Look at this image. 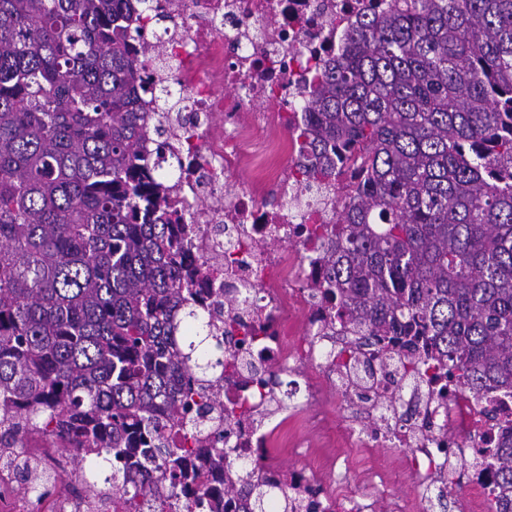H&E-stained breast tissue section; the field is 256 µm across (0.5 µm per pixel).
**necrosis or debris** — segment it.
Listing matches in <instances>:
<instances>
[{
  "instance_id": "obj_1",
  "label": "necrosis or debris",
  "mask_w": 512,
  "mask_h": 512,
  "mask_svg": "<svg viewBox=\"0 0 512 512\" xmlns=\"http://www.w3.org/2000/svg\"><path fill=\"white\" fill-rule=\"evenodd\" d=\"M143 27L153 22V8L169 17L156 33L177 67L162 74L165 85L177 86L199 121L179 127L182 144L202 165L198 181L183 184L178 198L193 207L197 198L217 205L212 214H200L195 244L200 252L224 255V278L252 286L246 317L255 320L272 313L273 327L264 342L244 343L240 356L254 363L271 364L289 373L309 362L321 372L304 376L284 417L270 422L267 388L252 387L243 393L235 382L224 386V403L250 409L234 427L224 445L236 449L240 459H261L263 474L283 488L292 512H404L401 504L388 501L384 468L373 464L375 448L407 449L417 476L421 502L432 501L435 492L467 496L460 512H512V488L499 485L481 467L454 468L458 458L476 456L479 449L500 446L512 438V393L493 389L488 393L498 407L495 419L480 412L463 390L443 398L425 386L405 390L404 398L415 411L407 425L390 424L371 432L343 425L339 437L349 448L359 449L371 462V479L361 489H351L346 470L335 456H327L321 470H283L279 457L303 452L297 436L303 406L312 402L320 384L343 378L349 359L348 339L325 327V309L310 298L306 283L318 273L302 252L257 249V242L284 235L304 212L318 223H328L336 203L335 189H328L311 204L297 203L287 176L280 173L281 158L295 154L290 134L295 120L294 101L304 98L303 77L309 67L336 52L332 20L355 16L359 0H149ZM265 105L270 119L248 127L238 124V113ZM221 116V133H214L209 118ZM248 167L252 178L243 189L227 190L229 171ZM282 193L281 207L268 210L259 198L271 184ZM302 311L304 333H295L293 314ZM32 458L61 475L62 481L48 495L35 496L11 471L0 469V512H84L73 485L65 480L66 460L52 446H33Z\"/></svg>"
}]
</instances>
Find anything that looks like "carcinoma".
I'll return each instance as SVG.
<instances>
[{"mask_svg": "<svg viewBox=\"0 0 512 512\" xmlns=\"http://www.w3.org/2000/svg\"><path fill=\"white\" fill-rule=\"evenodd\" d=\"M131 0H0V464L45 438L84 503L118 512H286L194 413H224L236 327L185 264L194 213L144 143L177 103L139 104L167 62ZM299 104L296 196L336 183L307 230L327 326L416 344L477 403L512 391V0H371ZM229 474L212 496L186 465ZM486 467L512 486V442ZM109 471L104 485L90 480Z\"/></svg>", "mask_w": 512, "mask_h": 512, "instance_id": "obj_1", "label": "carcinoma"}]
</instances>
